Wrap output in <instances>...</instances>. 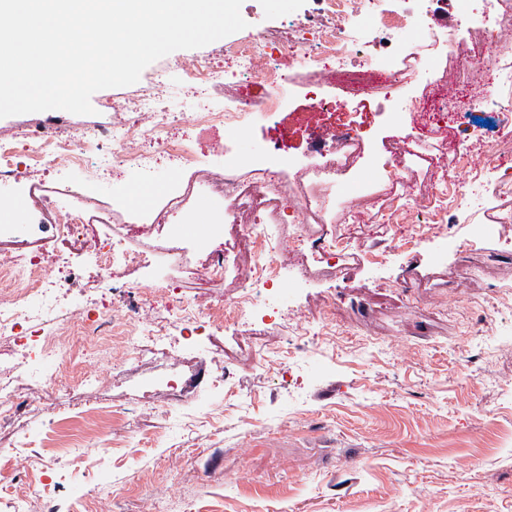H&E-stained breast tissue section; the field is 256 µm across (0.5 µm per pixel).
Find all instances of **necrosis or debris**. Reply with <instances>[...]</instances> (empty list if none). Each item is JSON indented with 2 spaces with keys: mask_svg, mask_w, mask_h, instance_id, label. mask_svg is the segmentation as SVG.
<instances>
[{
  "mask_svg": "<svg viewBox=\"0 0 512 512\" xmlns=\"http://www.w3.org/2000/svg\"><path fill=\"white\" fill-rule=\"evenodd\" d=\"M320 4L323 12L333 17V24L320 26L312 40L296 43L293 51L318 67L324 83L337 84L356 93L380 86L390 94L404 82L397 65L399 58L409 55L418 61L427 49L437 56L448 57L455 53L454 45L435 35L423 50L417 48L408 52L394 48L395 64L390 69L377 70L358 60L363 23L367 17H375L379 31L384 33L395 24V16L382 9L381 0H320ZM464 24L482 26L486 49L496 60L494 82L498 88H512V39L476 14L466 16ZM224 53L240 73L266 86L267 94L259 100L239 95L220 107L208 104L197 108L189 117L192 125L237 128L248 125L253 117L278 111L288 85L278 55L269 53L265 42L255 40L229 45ZM138 109L137 119L131 122L118 121L75 133L66 118L59 115L36 123L26 133L24 143L1 139L0 182L30 179L47 157L52 158L58 170L88 164L95 174L103 176L130 165L149 166L165 159L188 169L198 165L199 157L193 147L186 140L171 136L170 128L175 119L164 112L160 99L145 97ZM361 152L354 124L340 125L328 149L304 166L300 175L323 183L335 182L352 170ZM238 169V163H231L223 172L208 176L207 182L217 192L227 195L225 225L237 227L244 213L252 218L246 243L255 256L249 269V276L255 283L265 286L279 282L285 252H298L312 262L325 263L347 250V241L329 228L314 243L300 235L281 243L265 220L269 202L281 199L280 181L275 180L272 171L260 169L256 172L255 189L248 190L241 186ZM28 197L31 207L52 225L53 240L83 243L84 226L91 223L94 216L90 197L71 189L50 198L32 182ZM125 242V236L121 235L100 238L94 243L103 277L116 283L123 281L131 265L142 261L140 255L125 250ZM69 278V272L64 269L43 266L32 249L0 250V343H7L11 349L10 360L0 361L1 419L14 417L30 404L29 399L14 391L10 378L18 370L28 369L30 355L25 340L28 335L40 332L44 317L51 315L59 305ZM169 293L166 287L155 289L131 309L116 307L111 299L103 296L96 299L93 308L84 311L80 319L85 331L97 336L114 335L115 327L122 323L137 326L136 336H115L118 348L134 350L141 337L156 342L164 340L171 329L189 324L199 311H206L212 321L230 322L248 319L255 309L254 299L248 294L224 303L199 299L173 303Z\"/></svg>",
  "mask_w": 512,
  "mask_h": 512,
  "instance_id": "necrosis-or-debris-1",
  "label": "necrosis or debris"
}]
</instances>
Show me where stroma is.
<instances>
[{"instance_id":"1","label":"stroma","mask_w":512,"mask_h":512,"mask_svg":"<svg viewBox=\"0 0 512 512\" xmlns=\"http://www.w3.org/2000/svg\"><path fill=\"white\" fill-rule=\"evenodd\" d=\"M478 0H426L437 34L456 47L453 57H429L393 98L384 91L359 97L332 91L334 106L319 109L308 95L309 60L289 56L295 86L274 122L243 128L188 132L201 167L220 170L225 153L254 167L307 161L323 149L310 128L355 122L365 150L397 140L410 192L366 171L363 183L324 184L287 179L289 203L329 199L332 210L312 212L304 227L318 238L324 224L352 244L334 268L308 267L284 281L287 324H227L203 340L176 335L166 344L145 341L137 361L112 352L108 336L70 331L72 314L88 305L103 281L92 252L47 243L72 268L68 294L52 323L56 357L41 365L57 384L8 423H0V512H17L29 482L45 483L60 512H512V137L470 124L472 166L488 169L478 205L460 201L424 211L426 233L417 248L407 228L385 223L393 200L418 206L443 180L453 178L438 138H406L413 128L406 104L438 75H449L447 105L459 112L476 95L469 62L478 36L461 30L460 15ZM417 0H387L398 23L379 42L367 31L362 50L383 66L389 46L418 45L423 31L408 23ZM245 29L229 40L296 39L301 24H330L319 0H243ZM226 40V41H229ZM224 40L201 47L224 62ZM177 50L147 66L136 84L94 93L91 115H72L76 126L111 123L112 104H131L165 79L163 107L191 111L195 103L176 91ZM279 134L269 149V125ZM45 190L80 186L106 221L85 227L86 239L105 237L124 224H144L164 211L172 194L185 193V213L129 252L149 261L131 267L117 299L130 307L156 285L176 288L185 299L218 301L242 295L243 276L229 272L209 281L199 273L209 250L224 239V201L197 184L194 170L169 162L132 168L111 180L89 168L59 174L52 163L38 173ZM162 184L145 198L143 182ZM11 200L0 210L9 234L0 240L36 241L38 215L20 186L0 184ZM483 225L477 248L485 257L464 275L456 246ZM178 245V261L167 250ZM384 254L382 264L372 254ZM229 373V389L214 387L217 365Z\"/></svg>"}]
</instances>
